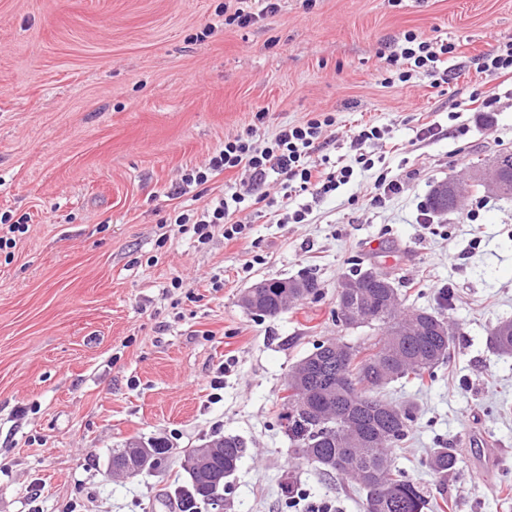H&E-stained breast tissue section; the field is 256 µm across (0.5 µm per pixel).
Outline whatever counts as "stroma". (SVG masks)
I'll return each instance as SVG.
<instances>
[{
	"label": "stroma",
	"instance_id": "obj_1",
	"mask_svg": "<svg viewBox=\"0 0 512 512\" xmlns=\"http://www.w3.org/2000/svg\"><path fill=\"white\" fill-rule=\"evenodd\" d=\"M241 6L261 8L0 0V216L27 226L0 249V512H173L178 451L229 435L245 453L224 512H285L287 478L303 491L296 512H363L356 486L295 458L277 416L316 344L373 337L336 316L341 280L368 267L454 335L431 379L384 390L418 408L397 468L445 512H512V356L489 345L512 320V196L475 188L422 224L436 184L512 150V81L475 64L512 41V0H279L254 25L225 24ZM409 31L453 44L447 81L383 85ZM475 86L499 98L491 119L468 108ZM313 110L336 117L314 162L353 165L346 136L370 122L385 132L366 146L374 168L324 197L284 195L270 175L274 207L241 212L236 240L202 244L175 225L243 188L235 172L186 187L188 170L247 128L264 142ZM431 124L440 135L419 140ZM382 171L404 190L373 206ZM303 207V223L285 222ZM306 275L321 296L279 317L239 303L259 281ZM476 436L507 451L493 473ZM157 437L176 453L168 470L112 475L114 451ZM436 448L459 457L443 481L427 464Z\"/></svg>",
	"mask_w": 512,
	"mask_h": 512
}]
</instances>
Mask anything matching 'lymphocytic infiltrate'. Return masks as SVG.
Returning a JSON list of instances; mask_svg holds the SVG:
<instances>
[{"label":"lymphocytic infiltrate","mask_w":512,"mask_h":512,"mask_svg":"<svg viewBox=\"0 0 512 512\" xmlns=\"http://www.w3.org/2000/svg\"><path fill=\"white\" fill-rule=\"evenodd\" d=\"M451 51L448 44L423 40L412 33L405 34L403 43L395 45L387 57L391 74L385 82L389 85L407 82L413 71L418 69L433 76L439 75L441 58ZM335 122L330 113H313L302 122L282 126L262 148L256 146L253 132L239 134L225 140L223 147L215 150L204 164L192 168L184 182L201 186L215 175L242 169L249 173L256 185L264 183L269 174L277 173L286 176L288 189L303 192L313 189L321 195L330 194L349 183L352 167L344 166L327 173L311 165L309 158L321 147L327 128ZM245 208V197L234 191L216 198L202 213H182L176 216L175 221L181 225H192L194 234L204 243L213 238L219 228L223 229L225 239L234 240L246 230L237 219Z\"/></svg>","instance_id":"lymphocytic-infiltrate-1"}]
</instances>
